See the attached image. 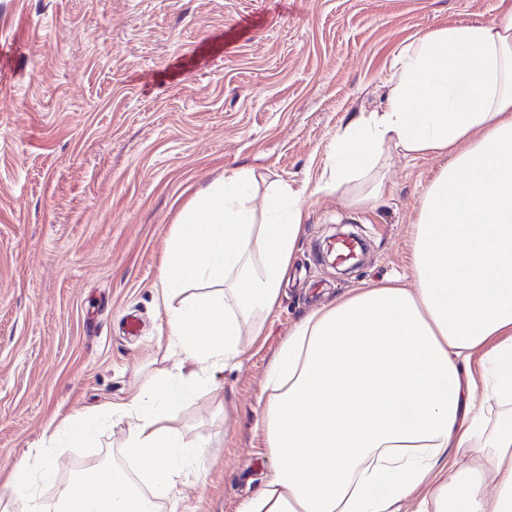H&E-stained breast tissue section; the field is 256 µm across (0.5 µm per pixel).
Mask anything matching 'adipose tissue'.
<instances>
[{
    "label": "adipose tissue",
    "mask_w": 512,
    "mask_h": 512,
    "mask_svg": "<svg viewBox=\"0 0 512 512\" xmlns=\"http://www.w3.org/2000/svg\"><path fill=\"white\" fill-rule=\"evenodd\" d=\"M391 71L383 109L347 123L314 190L362 177L387 148L436 159L413 281L363 285L295 325L263 387L271 465L237 512H512V6L412 39ZM300 197L241 168L181 212L161 269L179 360L111 405L149 489L93 467L55 512H157L198 455L168 421L262 335L304 233ZM479 389L503 420L489 423Z\"/></svg>",
    "instance_id": "ef3b65f1"
}]
</instances>
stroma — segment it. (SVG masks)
<instances>
[{
	"label": "stroma",
	"instance_id": "1",
	"mask_svg": "<svg viewBox=\"0 0 512 512\" xmlns=\"http://www.w3.org/2000/svg\"><path fill=\"white\" fill-rule=\"evenodd\" d=\"M512 0H0V500L24 472L56 498L80 464L128 469L127 424L88 447L65 419L132 397L173 369L161 288L179 212L225 171L315 184L337 131L381 110L392 59L418 34L487 22ZM384 151L388 191L305 195L278 307L236 366L175 412L199 445L162 512H236L270 465L257 422L274 354L313 308L410 273L411 226L437 170ZM363 240L331 265L328 241ZM137 316V335L125 334ZM51 465L42 477L43 465Z\"/></svg>",
	"mask_w": 512,
	"mask_h": 512
}]
</instances>
